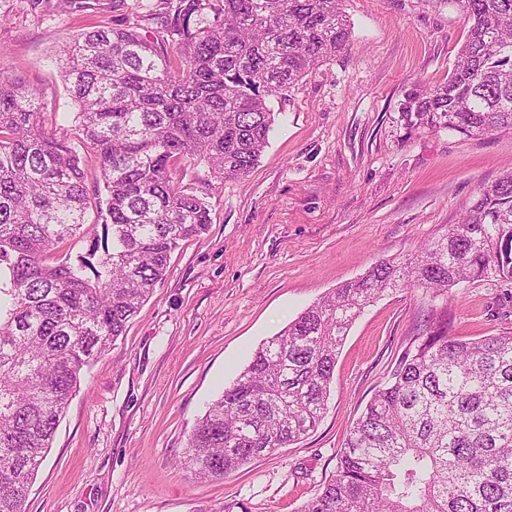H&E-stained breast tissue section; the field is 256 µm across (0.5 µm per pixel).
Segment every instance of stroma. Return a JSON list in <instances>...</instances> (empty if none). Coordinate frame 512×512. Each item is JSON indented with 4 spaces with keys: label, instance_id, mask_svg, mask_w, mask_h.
<instances>
[{
    "label": "stroma",
    "instance_id": "1",
    "mask_svg": "<svg viewBox=\"0 0 512 512\" xmlns=\"http://www.w3.org/2000/svg\"><path fill=\"white\" fill-rule=\"evenodd\" d=\"M158 0H0V75L41 91L45 126L77 146V107L55 57L100 24L120 28ZM352 37L332 61L271 97L275 123L252 171L206 182L181 164L212 223L171 253L165 277L97 359L57 429L27 512H302L336 470L350 426L387 380L430 303L400 288L367 307L340 350L332 396L299 443L221 480L179 463L188 435L255 350L325 293L405 259L457 223L512 167V133L421 130L398 121L406 91L447 80L468 24L447 0H345ZM463 339L512 332V283L453 289Z\"/></svg>",
    "mask_w": 512,
    "mask_h": 512
}]
</instances>
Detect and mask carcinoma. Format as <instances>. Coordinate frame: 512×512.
<instances>
[{
  "label": "carcinoma",
  "instance_id": "1",
  "mask_svg": "<svg viewBox=\"0 0 512 512\" xmlns=\"http://www.w3.org/2000/svg\"><path fill=\"white\" fill-rule=\"evenodd\" d=\"M467 39L448 80L415 84L410 130L512 132V0H449ZM162 22L86 31L58 48L82 143L98 159L106 208L79 157L46 132L41 93L0 76V512H27L31 486L84 369L123 335L172 251L212 224L179 188V161L222 183L269 143L270 97L349 44L342 0H160ZM100 213L103 254L62 244ZM512 282V170L461 220L404 260L380 261L263 342L188 436L180 463L222 479L314 430L352 324L385 292L432 295L423 328L356 420L335 474L303 512H512V332L461 340L451 288Z\"/></svg>",
  "mask_w": 512,
  "mask_h": 512
}]
</instances>
